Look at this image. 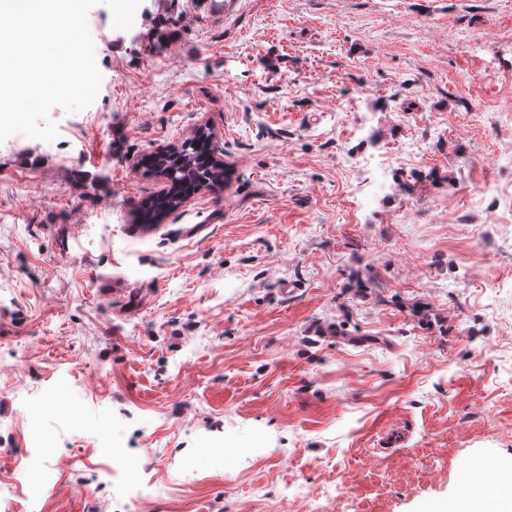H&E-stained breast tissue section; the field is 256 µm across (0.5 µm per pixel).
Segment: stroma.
<instances>
[{"label":"stroma","mask_w":512,"mask_h":512,"mask_svg":"<svg viewBox=\"0 0 512 512\" xmlns=\"http://www.w3.org/2000/svg\"><path fill=\"white\" fill-rule=\"evenodd\" d=\"M204 2L94 7L95 102L0 143V512H449L512 470V0ZM220 162L204 134H196L173 149L156 152L151 157L150 167L156 175L164 174L168 188L152 197L150 205L142 209L143 220L154 223L202 187L222 189L227 179Z\"/></svg>","instance_id":"stroma-1"}]
</instances>
